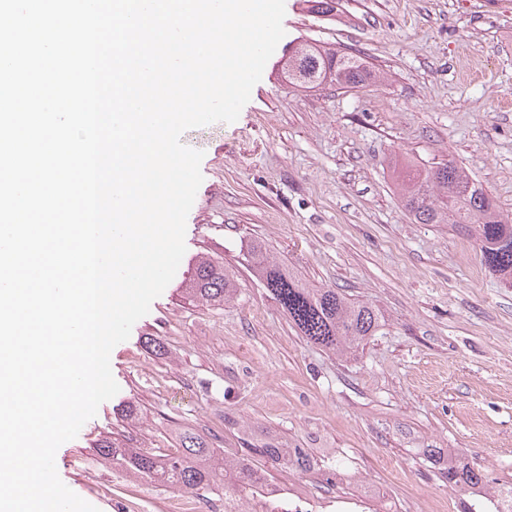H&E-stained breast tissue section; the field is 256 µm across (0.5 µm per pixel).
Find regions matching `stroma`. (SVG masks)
Listing matches in <instances>:
<instances>
[{"mask_svg": "<svg viewBox=\"0 0 512 512\" xmlns=\"http://www.w3.org/2000/svg\"><path fill=\"white\" fill-rule=\"evenodd\" d=\"M283 27L237 121L182 134L204 153L185 254L112 350L118 394L56 453L60 479L99 512L191 497L113 466L102 439L166 456L188 431L219 457L249 436L303 449L316 471L267 475L318 506L369 485L387 512H464L419 458L427 446L454 449L490 488L512 484V287L471 235L413 223L394 171L454 161L512 221V0H336L323 16L285 0ZM300 38L358 53L376 79L289 85ZM256 240L308 286L376 305L384 329L353 356L307 342L253 276ZM202 256L237 279L231 302L184 294Z\"/></svg>", "mask_w": 512, "mask_h": 512, "instance_id": "1", "label": "stroma"}]
</instances>
